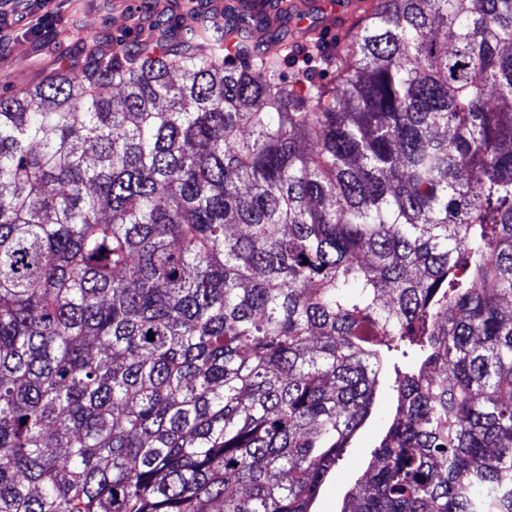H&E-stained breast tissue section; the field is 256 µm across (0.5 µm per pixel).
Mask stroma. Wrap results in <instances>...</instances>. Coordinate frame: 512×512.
Instances as JSON below:
<instances>
[{"mask_svg": "<svg viewBox=\"0 0 512 512\" xmlns=\"http://www.w3.org/2000/svg\"><path fill=\"white\" fill-rule=\"evenodd\" d=\"M206 0H0V13L10 26L0 29V93L11 94L38 82L55 63L58 48H76L80 41L111 39L128 46L155 37L156 26L170 16L187 18ZM352 0H308L299 13L286 15L281 31L317 28L329 21L333 10L341 15L334 21L335 35L320 39L330 49L337 37L352 24ZM380 408L354 447L346 449L337 475L328 480L315 505L316 512H338L342 499L360 477L371 458L373 446L391 413L393 396L388 388L378 392Z\"/></svg>", "mask_w": 512, "mask_h": 512, "instance_id": "35a3bbf8", "label": "stroma"}]
</instances>
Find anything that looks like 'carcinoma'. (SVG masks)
Instances as JSON below:
<instances>
[{"label":"carcinoma","instance_id":"obj_1","mask_svg":"<svg viewBox=\"0 0 512 512\" xmlns=\"http://www.w3.org/2000/svg\"><path fill=\"white\" fill-rule=\"evenodd\" d=\"M359 2L0 96V512H314L383 381L340 512H512V0ZM291 1V2H289ZM308 2L309 5L305 10H303V2L300 1H292L285 0L283 2H288L290 5H296L298 7L299 13H293L285 16L283 23L269 30V33H277V32H288V31H298L302 29H306L308 27H313L314 30H317L320 26L326 24L329 19V14L334 10L336 12V8L341 6V14L342 17L335 18V34L331 36L329 39H319L318 45L320 48L325 50L331 49L336 40L342 38L344 33L348 30L353 22L352 9L348 7L349 4L355 3V0H302ZM344 2V3H343ZM303 10V11H302ZM380 408L374 415L370 426L354 445L347 448L340 461L338 474H334L324 485L315 504L317 512H336L340 509L342 499L353 487V479L360 477L371 458L377 437L392 414L388 404L392 402V392L388 387H381L378 392Z\"/></svg>","mask_w":512,"mask_h":512}]
</instances>
